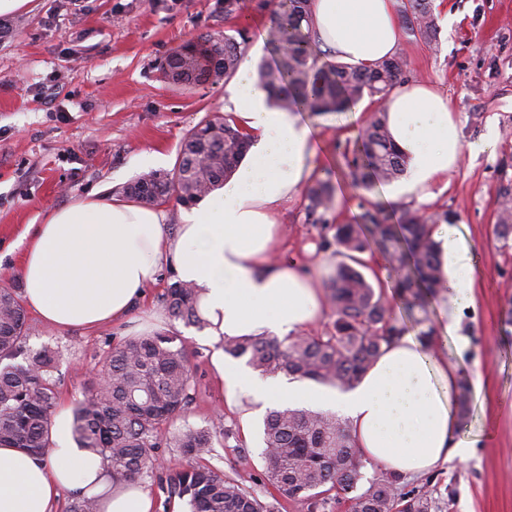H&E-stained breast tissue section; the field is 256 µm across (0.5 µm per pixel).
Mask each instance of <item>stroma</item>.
<instances>
[{
	"label": "stroma",
	"instance_id": "35a3bbf8",
	"mask_svg": "<svg viewBox=\"0 0 512 512\" xmlns=\"http://www.w3.org/2000/svg\"><path fill=\"white\" fill-rule=\"evenodd\" d=\"M262 0H242L238 17L225 19L224 0H33L29 11L1 15L0 25V288L21 289L19 263L33 233L56 209L91 193L121 197L122 188L154 170L173 171L178 146L204 117L224 113L223 85L169 83L160 66L199 37L220 41L248 27L261 42L260 59L273 58L265 45L269 14ZM455 17L446 23L445 14ZM436 44L406 47L411 80H427L447 95L460 117L462 159L447 182L432 186L429 209L452 212V222L475 257L479 286L475 302L459 312L457 339L448 356L463 372L480 373L483 394H469L464 431L490 433L466 462L452 459L430 473L404 480L401 492L436 488L443 512H512V335L502 310L512 297V245L494 233L501 194L512 188V0H445L435 8ZM328 169L349 182L343 156L354 142L343 112L309 115ZM495 133L494 150L477 145ZM160 153L149 163L151 153ZM377 202L381 188L340 197L328 225L305 221L303 201L283 207L282 254L307 270L330 277L336 260L321 251L337 224L354 222L359 196ZM178 276L166 263L156 284L127 323L92 330L58 329L28 315V344L58 348V407L71 410L108 347L157 331L173 330L187 341L195 398L185 412L195 427L217 422L208 465L237 477L279 512H307L304 502L278 497L264 477L261 419L244 426L227 406L212 366L215 350L205 332L175 319L164 294ZM391 315L420 331L440 329L439 297L410 308L387 293Z\"/></svg>",
	"mask_w": 512,
	"mask_h": 512
}]
</instances>
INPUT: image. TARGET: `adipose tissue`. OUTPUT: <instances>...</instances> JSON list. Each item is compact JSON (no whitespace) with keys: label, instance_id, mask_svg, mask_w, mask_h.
I'll use <instances>...</instances> for the list:
<instances>
[{"label":"adipose tissue","instance_id":"obj_1","mask_svg":"<svg viewBox=\"0 0 512 512\" xmlns=\"http://www.w3.org/2000/svg\"><path fill=\"white\" fill-rule=\"evenodd\" d=\"M311 36L328 59L366 67L396 53L403 37L396 0H311ZM224 112L252 143L223 188L182 210L174 235L159 208L87 196L53 211L37 225L23 254L25 304L57 328L94 327L124 320L165 263L199 290L210 322L208 337L293 335L318 322L328 308L319 275L295 260L271 263L285 230L277 215L309 184L325 155L302 111L270 104L249 62L224 88ZM390 137L407 162L403 192L430 198L429 186L446 178L462 157L458 119L446 96L417 80L387 103ZM446 281L444 333L455 336L457 313L474 301L475 266L455 225L437 224ZM213 363L237 407L284 401L340 413L363 460L413 478L450 459L466 461L479 435L464 434L459 404L463 373L447 352L408 332L383 346L361 381L343 392L299 382H257L245 368ZM52 448L43 459L0 447V512H53L64 491L106 492L102 512H152L137 483L111 478L106 462L77 448L70 421L58 415Z\"/></svg>","mask_w":512,"mask_h":512}]
</instances>
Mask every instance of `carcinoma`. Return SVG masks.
I'll return each mask as SVG.
<instances>
[{
    "mask_svg": "<svg viewBox=\"0 0 512 512\" xmlns=\"http://www.w3.org/2000/svg\"><path fill=\"white\" fill-rule=\"evenodd\" d=\"M311 0H268L267 41L277 58L262 63L258 77L272 104L283 111L300 106L310 112H339L365 97L379 103L408 78L407 56L394 55L362 70L342 62L319 64L320 51L305 24ZM397 11L411 40L437 41L431 0H398ZM224 37L219 46L206 36L173 55L165 74L174 82L200 85L230 80L245 54L248 29ZM248 149V137L226 119L201 120L183 139L177 168L165 179L141 175L125 186L127 197L148 205L170 198L183 206L200 202L224 185ZM354 185L371 190L405 172V159L390 139L385 108H377L357 138L348 161ZM336 204L330 172L319 174L304 190V210L312 224L328 223ZM354 224H338L332 250L336 271L326 285L335 320L325 336L226 338L224 353L265 375L284 374L340 389L353 387L374 363L384 344L403 335L391 320L384 294L375 290L360 268L374 244L399 272L393 287L409 306L423 304L429 294L442 292L445 280L438 244L431 225L448 223L446 211L405 208L398 224L387 211L365 200ZM496 236L512 238V192L504 189ZM172 315L203 330L208 320L198 306V290L181 280L166 290ZM59 352L28 345L27 320L17 293L0 288V446L43 456L51 447L50 429L57 401L54 373ZM193 371L186 339L173 331L130 339L109 347L104 369L76 403L71 433L77 447L100 455L112 476L135 480L164 474L168 498L187 499L190 512H275L243 482L201 460L211 455L216 426L176 427L174 447L186 464L171 468L159 453L162 433L193 401ZM262 459L270 484L284 497L307 504L308 512H441L432 490L400 497L403 476L394 471L378 475L362 489L360 456L346 420L331 414L292 408L270 410L263 422ZM68 512H100L97 496L70 495Z\"/></svg>",
    "mask_w": 512,
    "mask_h": 512,
    "instance_id": "cac0c4a2",
    "label": "carcinoma"
}]
</instances>
